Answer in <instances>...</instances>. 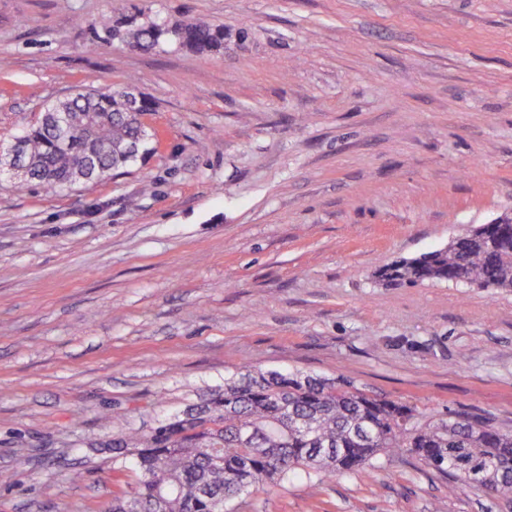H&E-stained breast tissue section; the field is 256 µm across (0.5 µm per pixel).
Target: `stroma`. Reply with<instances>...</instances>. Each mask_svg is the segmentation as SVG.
<instances>
[{
    "mask_svg": "<svg viewBox=\"0 0 512 512\" xmlns=\"http://www.w3.org/2000/svg\"><path fill=\"white\" fill-rule=\"evenodd\" d=\"M136 8L223 26V53L87 50ZM127 84L155 104L144 161L0 175V512H104L113 444L245 365L512 430V290L376 277L512 218V0H0V145ZM448 483L403 455L234 507L512 512Z\"/></svg>",
    "mask_w": 512,
    "mask_h": 512,
    "instance_id": "35a3bbf8",
    "label": "stroma"
}]
</instances>
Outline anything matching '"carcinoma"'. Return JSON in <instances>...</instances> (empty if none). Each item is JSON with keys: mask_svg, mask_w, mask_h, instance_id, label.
<instances>
[{"mask_svg": "<svg viewBox=\"0 0 512 512\" xmlns=\"http://www.w3.org/2000/svg\"><path fill=\"white\" fill-rule=\"evenodd\" d=\"M121 43L141 52L167 46L224 51V27L141 11L106 13L92 25L87 48ZM154 103L124 87L77 86L47 105L40 122L17 137L29 181L65 189L101 180L148 151L142 116ZM391 284L455 282L512 289V224H481L453 245L396 260L377 272ZM112 472H131L107 512H232L241 487L311 481L411 454L452 478L448 493L483 489L512 498V431L478 416L428 418L415 406L372 395L338 376L332 385L301 372L245 365L224 394L196 413L174 417L116 447Z\"/></svg>", "mask_w": 512, "mask_h": 512, "instance_id": "1", "label": "carcinoma"}]
</instances>
